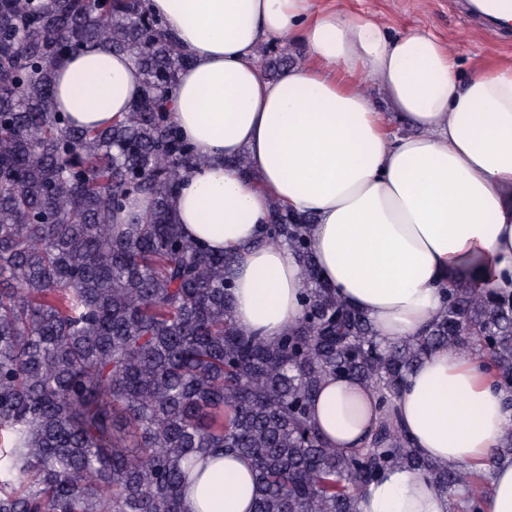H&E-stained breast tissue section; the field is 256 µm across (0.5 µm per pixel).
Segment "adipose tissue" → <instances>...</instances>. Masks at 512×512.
<instances>
[{"label":"adipose tissue","instance_id":"ef3b65f1","mask_svg":"<svg viewBox=\"0 0 512 512\" xmlns=\"http://www.w3.org/2000/svg\"><path fill=\"white\" fill-rule=\"evenodd\" d=\"M188 54L172 120L199 164L172 200L181 231L233 255L236 322L276 340L302 313V271L288 247L263 243L271 204L311 217L321 281L364 314L384 343L421 335L442 289L481 255L474 286L512 293V65L460 76L432 35L402 34L314 0H146ZM300 44L301 64L269 77L258 50ZM374 80L383 100L355 85ZM131 60L92 46L55 74V104L78 126L123 118L139 95ZM413 132L390 133L387 112ZM246 157L248 172L231 166ZM375 388L325 378L311 419L327 443L365 447L384 421L426 459L488 471L483 512H512V461H487L512 426V396L477 360L436 347L389 409ZM250 458L198 463L181 512H253ZM358 512H448L420 473L396 468L358 498Z\"/></svg>","mask_w":512,"mask_h":512}]
</instances>
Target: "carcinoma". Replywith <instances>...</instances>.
Wrapping results in <instances>:
<instances>
[{
    "label": "carcinoma",
    "mask_w": 512,
    "mask_h": 512,
    "mask_svg": "<svg viewBox=\"0 0 512 512\" xmlns=\"http://www.w3.org/2000/svg\"><path fill=\"white\" fill-rule=\"evenodd\" d=\"M100 44L142 89L123 120L81 129L53 104L55 73ZM258 61L288 65L267 44ZM186 63L145 0H0V512H180L187 471L216 450L252 459L253 512H357L395 468L449 512H482L488 476L425 459L389 424L342 453L310 411L328 375L384 408L442 345L512 393V296L455 283L429 330L386 344L320 281L311 218L274 201L265 243L301 260L304 311L274 342L240 327L233 256L187 239L171 206L197 163L171 119Z\"/></svg>",
    "instance_id": "obj_1"
}]
</instances>
